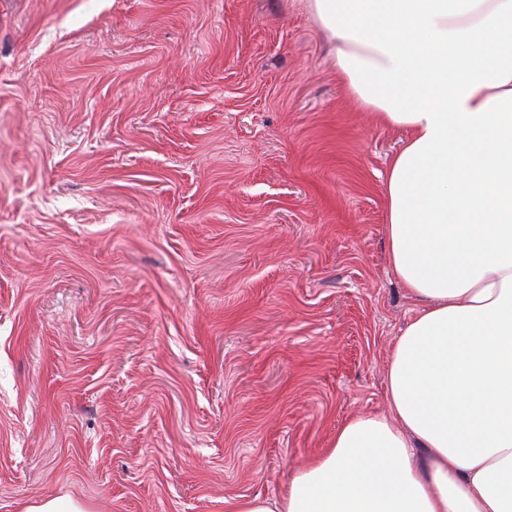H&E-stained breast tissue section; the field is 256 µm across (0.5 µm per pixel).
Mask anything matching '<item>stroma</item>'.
Here are the masks:
<instances>
[{
    "mask_svg": "<svg viewBox=\"0 0 512 512\" xmlns=\"http://www.w3.org/2000/svg\"><path fill=\"white\" fill-rule=\"evenodd\" d=\"M405 137L305 0H0V512H226L384 411ZM27 512H86L84 506L69 495L50 498L32 506Z\"/></svg>",
    "mask_w": 512,
    "mask_h": 512,
    "instance_id": "1",
    "label": "stroma"
}]
</instances>
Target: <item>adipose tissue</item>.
<instances>
[{
    "label": "adipose tissue",
    "instance_id": "obj_1",
    "mask_svg": "<svg viewBox=\"0 0 512 512\" xmlns=\"http://www.w3.org/2000/svg\"><path fill=\"white\" fill-rule=\"evenodd\" d=\"M338 75L406 129L387 261L417 301L386 412L342 423L276 499L229 512H512V0H308Z\"/></svg>",
    "mask_w": 512,
    "mask_h": 512
}]
</instances>
